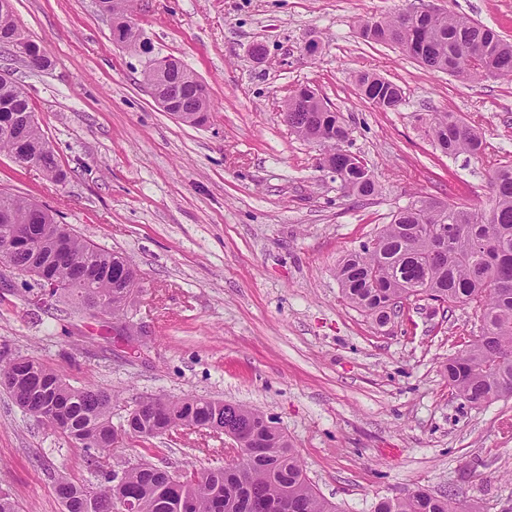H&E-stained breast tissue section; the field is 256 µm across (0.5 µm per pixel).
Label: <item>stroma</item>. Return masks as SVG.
I'll return each instance as SVG.
<instances>
[{"mask_svg":"<svg viewBox=\"0 0 512 512\" xmlns=\"http://www.w3.org/2000/svg\"><path fill=\"white\" fill-rule=\"evenodd\" d=\"M10 3L49 63L32 71L0 47V70L26 88L67 177L50 182L0 152V189L122 254L141 292L128 312L134 339L110 341L93 320L34 305L33 279L0 265V355L36 356L73 386L112 390L116 424L144 396L257 409L339 512H373L417 488L460 493L463 512H512V398L473 407L444 377L461 342L479 334L474 310L422 297L380 327L336 278L340 260L412 197L484 204L489 174L512 166V81L463 80L364 40L362 21L409 0H133L143 50L113 42L97 0ZM430 3L512 41V0ZM162 57L207 85L204 125L152 98L144 72ZM364 72L401 87L397 111L360 98ZM301 85L343 114L374 196L345 193L320 167L319 147L288 127L281 102ZM425 112L475 124L483 152L444 155L417 120ZM226 446L206 433L132 439L109 462L208 469L223 465ZM62 471L96 481L81 448L0 387V490L19 512H63Z\"/></svg>","mask_w":512,"mask_h":512,"instance_id":"35a3bbf8","label":"stroma"}]
</instances>
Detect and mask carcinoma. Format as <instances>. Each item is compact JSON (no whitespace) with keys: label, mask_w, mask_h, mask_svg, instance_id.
I'll use <instances>...</instances> for the list:
<instances>
[{"label":"carcinoma","mask_w":512,"mask_h":512,"mask_svg":"<svg viewBox=\"0 0 512 512\" xmlns=\"http://www.w3.org/2000/svg\"><path fill=\"white\" fill-rule=\"evenodd\" d=\"M100 11L119 17L113 32L118 41L135 46L141 32L127 19L128 0H100ZM361 35L375 43L406 47L425 67L463 79L512 78V42L466 17L407 10L361 24ZM198 76L179 61L160 74L148 69L147 84L175 102L192 126L208 119L210 99L196 91ZM358 90L380 112L402 102L400 86L375 73H363ZM310 87L291 91L284 102L288 127L299 138L325 150L324 166L339 176L347 193L361 197L377 193L375 180H362L341 145L349 130L341 112L315 100ZM33 112L24 86L0 81V151L21 162L25 153L38 158L39 168L52 182L65 174L59 168L39 123L21 125L11 114ZM428 136L446 155L482 151V132L449 112L419 117ZM485 205L479 208L441 205L419 197L400 209L369 244L347 256L336 268L345 300L376 324L385 312L396 315L412 298L425 296L446 308L479 303L480 334L464 345L462 356L448 359V387L472 406L512 397V167L493 172ZM428 224L448 227L444 239L423 231ZM23 227L39 252L17 248L10 262L21 273L39 262L64 285L61 296L74 307L111 297L116 283L137 281L123 256L105 250L76 234L66 249L71 260L59 258L57 213L45 205L0 190V240ZM0 386L33 417L57 410L66 417L58 432L83 449L88 465L98 468V484L88 488L62 472L55 479L64 512H119L131 499L139 512H338L310 482L297 451L263 414L244 406L184 397H150L139 401L120 427L112 424V391L103 387L78 388L33 356L0 360ZM217 423L245 432L256 445L242 471L214 467L185 468V480L175 483L167 472L149 463L125 467L121 478L99 468L98 455L112 449L118 429L142 441L162 431H184ZM457 493L441 495L419 488L402 497L383 498L374 512H459Z\"/></svg>","instance_id":"cac0c4a2"}]
</instances>
